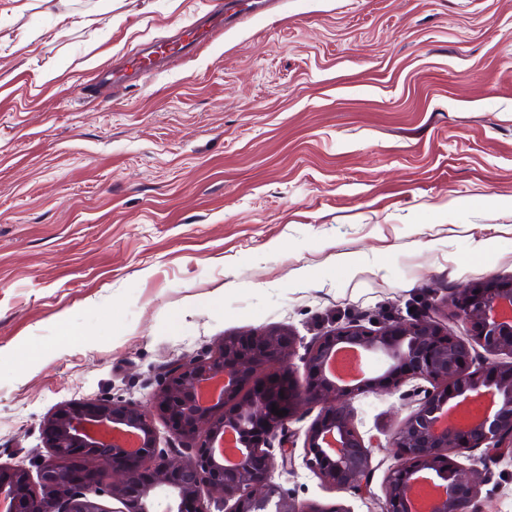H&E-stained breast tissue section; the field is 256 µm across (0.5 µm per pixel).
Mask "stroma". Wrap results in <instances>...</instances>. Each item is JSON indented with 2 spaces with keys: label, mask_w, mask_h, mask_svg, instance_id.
<instances>
[{
  "label": "stroma",
  "mask_w": 512,
  "mask_h": 512,
  "mask_svg": "<svg viewBox=\"0 0 512 512\" xmlns=\"http://www.w3.org/2000/svg\"><path fill=\"white\" fill-rule=\"evenodd\" d=\"M226 2L66 0L62 35L36 7L0 15L2 465L46 455L61 405L148 403L224 337L307 342L512 278V0H278L96 86ZM353 409L381 442L372 498L300 465L274 482L380 512L412 405ZM478 468V512H512V458Z\"/></svg>",
  "instance_id": "obj_1"
}]
</instances>
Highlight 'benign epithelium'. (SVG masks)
<instances>
[{"instance_id": "benign-epithelium-1", "label": "benign epithelium", "mask_w": 512, "mask_h": 512, "mask_svg": "<svg viewBox=\"0 0 512 512\" xmlns=\"http://www.w3.org/2000/svg\"><path fill=\"white\" fill-rule=\"evenodd\" d=\"M453 306L462 336L434 307L378 327L356 320L304 345L278 328L226 337L176 360L153 401L180 448L160 447L152 414L137 403L64 404L45 423L49 454L36 472L0 465V512H106L104 498L121 504L115 512H155L159 495L166 512H350L300 502L271 481L275 469L296 466L287 424L301 402L320 404L302 465L327 489L368 494L377 439L359 432L351 401L406 384L416 409L390 440L381 512H477L472 451L512 457V278L464 288ZM300 345L299 375L290 362ZM347 347L366 362L384 357L385 370L340 379L333 363ZM274 405L288 414H273ZM228 435L237 448L230 462Z\"/></svg>"}]
</instances>
